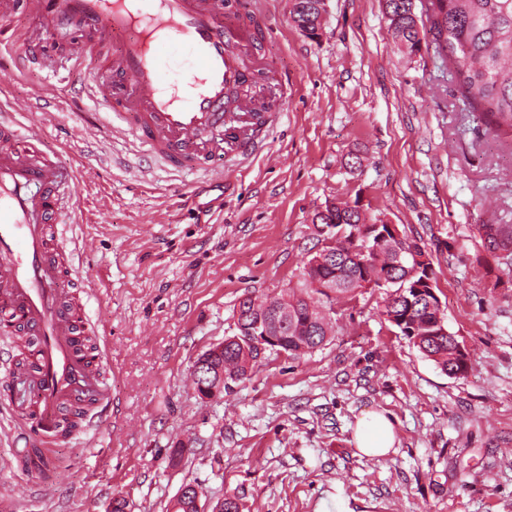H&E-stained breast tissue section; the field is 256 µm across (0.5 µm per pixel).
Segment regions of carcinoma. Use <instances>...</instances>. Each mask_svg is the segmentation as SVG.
Returning a JSON list of instances; mask_svg holds the SVG:
<instances>
[{"label": "carcinoma", "instance_id": "1", "mask_svg": "<svg viewBox=\"0 0 512 512\" xmlns=\"http://www.w3.org/2000/svg\"><path fill=\"white\" fill-rule=\"evenodd\" d=\"M303 9L292 11L294 22L306 23L305 33L315 36L321 27L320 16L324 12V0H299ZM435 33L432 41L425 44L434 53L448 58L452 66L454 82L462 102L495 135L512 132V0H430ZM390 21V31L397 45L409 54L420 52L422 38L417 28V15L413 0H383ZM312 223L318 225L323 240L338 237L349 243L347 247L334 249L336 258L325 260L317 266H304L303 288H288L275 298L259 300L247 307L253 323L266 313L268 303L288 300L292 314L288 327L278 337L272 350H282L292 358H299L322 347L328 341L324 318L318 312H308L305 294L312 291L325 297H354L365 289V284L382 278L392 279L391 290L415 299V309L400 303H385L383 315L435 365L449 376H464L470 365L465 355L456 349V336L448 332L439 334L441 328L435 321V311L428 302H420L414 287L428 277L431 268L428 253L419 245L405 241L414 247L418 255L426 257L422 262L397 258L390 239L378 245V239L387 231L386 225L367 223V216L343 207L338 202L334 208L317 212ZM482 242L498 251L496 259L512 266V224H481L478 227ZM380 246V255L371 248ZM259 353L245 336L224 337V351L203 367L207 383L218 380V371L224 372V389L230 384L242 382L258 363ZM186 493L174 498L169 512H199L196 505L194 484H185Z\"/></svg>", "mask_w": 512, "mask_h": 512}]
</instances>
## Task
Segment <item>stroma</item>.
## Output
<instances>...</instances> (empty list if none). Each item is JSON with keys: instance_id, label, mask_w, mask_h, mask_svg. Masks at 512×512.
Instances as JSON below:
<instances>
[{"instance_id": "35a3bbf8", "label": "stroma", "mask_w": 512, "mask_h": 512, "mask_svg": "<svg viewBox=\"0 0 512 512\" xmlns=\"http://www.w3.org/2000/svg\"><path fill=\"white\" fill-rule=\"evenodd\" d=\"M291 0H253L257 49L288 78L287 102L251 162L200 176L163 170L133 137L73 122L85 68L80 34L49 36L13 15L42 65L0 76V106L47 99V145L80 178L65 237L87 238L85 310L108 342L112 418L62 442L52 485L37 488L26 441L0 399V512H166L183 484L201 512L238 494L244 512H512V269L486 267L481 224H512V140L472 122L448 66L395 43L382 0H325L317 38ZM56 71L57 81L47 79ZM142 169L139 179L129 166ZM360 200L433 263L445 321L471 369L440 371L382 314L385 293L328 301L329 341L299 359L266 353L223 397L196 392L191 366L230 335L244 296L298 286L319 246L312 218ZM386 413L387 456H359L358 419ZM180 459H172L175 447Z\"/></svg>"}]
</instances>
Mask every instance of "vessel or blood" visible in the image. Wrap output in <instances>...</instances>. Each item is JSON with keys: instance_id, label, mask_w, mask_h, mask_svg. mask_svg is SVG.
I'll use <instances>...</instances> for the list:
<instances>
[{"instance_id": "1", "label": "vessel or blood", "mask_w": 512, "mask_h": 512, "mask_svg": "<svg viewBox=\"0 0 512 512\" xmlns=\"http://www.w3.org/2000/svg\"><path fill=\"white\" fill-rule=\"evenodd\" d=\"M27 6L50 29L107 34L108 79L89 91L112 116L113 134H132L143 155L184 173L242 165L263 148L274 115L231 89L255 78L238 46L257 40L245 0H0V46L15 70L39 64V47L12 33L9 19ZM73 174L42 148L41 128L0 114V342L25 341L28 357L0 361L16 384L23 433L52 473V450L66 436L65 410L84 406L82 430L112 409L105 352L87 338L96 326L70 302L75 257L88 241L70 242L51 225L70 203Z\"/></svg>"}]
</instances>
